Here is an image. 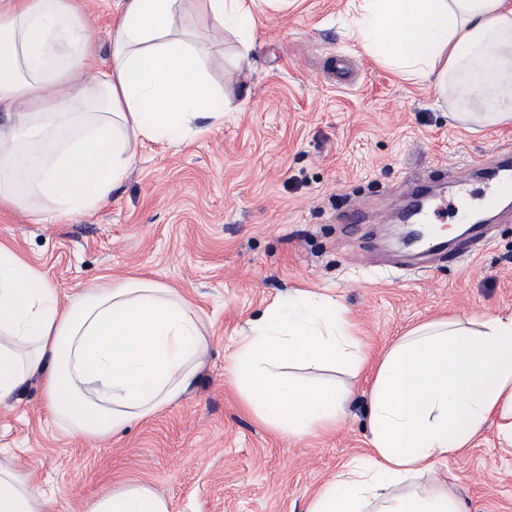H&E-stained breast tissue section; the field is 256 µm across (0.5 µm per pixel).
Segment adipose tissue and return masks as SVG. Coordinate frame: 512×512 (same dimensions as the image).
<instances>
[{"label": "adipose tissue", "instance_id": "ef3b65f1", "mask_svg": "<svg viewBox=\"0 0 512 512\" xmlns=\"http://www.w3.org/2000/svg\"><path fill=\"white\" fill-rule=\"evenodd\" d=\"M257 0H117L95 66L93 21L77 0H0V209L55 224L109 202L148 142L179 147L223 123L210 83L225 22L242 47ZM357 41L406 79L434 82L461 124H512V0H355ZM209 347L197 306L148 276L102 275L59 304L44 274L0 242V404L39 379L46 413L106 440L178 403ZM372 366L367 454L350 458L307 512H464L436 472L487 426L512 447V311L423 322L380 359L337 298L298 291L249 323L226 378L246 410L289 437L337 429L356 377ZM26 474L0 466V512H46ZM83 512H170L128 483Z\"/></svg>", "mask_w": 512, "mask_h": 512}]
</instances>
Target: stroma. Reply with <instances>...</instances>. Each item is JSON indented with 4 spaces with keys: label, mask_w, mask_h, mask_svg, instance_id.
Listing matches in <instances>:
<instances>
[{
    "label": "stroma",
    "mask_w": 512,
    "mask_h": 512,
    "mask_svg": "<svg viewBox=\"0 0 512 512\" xmlns=\"http://www.w3.org/2000/svg\"><path fill=\"white\" fill-rule=\"evenodd\" d=\"M352 21L349 0H263L245 71H233L232 31L210 58L223 125L179 150L145 144L95 212L35 224L0 211V240L59 301L102 274L148 275L195 302L209 337L189 397L101 443L61 432L38 381L0 405V461L31 472L51 512H82L130 481L170 512H306L368 447L371 377L357 379L336 432L288 438L245 412L224 375L249 321L294 291L337 297L376 355L430 319L512 310V210L477 251L466 236L433 255L390 242L411 183L448 199L469 182L470 206L482 208L469 161L493 150L512 160V125L454 121L432 83L402 78L351 38ZM338 56L353 65L351 84L336 82ZM356 203L362 223H343ZM448 476L466 512H512V448L494 428L449 459Z\"/></svg>",
    "instance_id": "obj_1"
}]
</instances>
